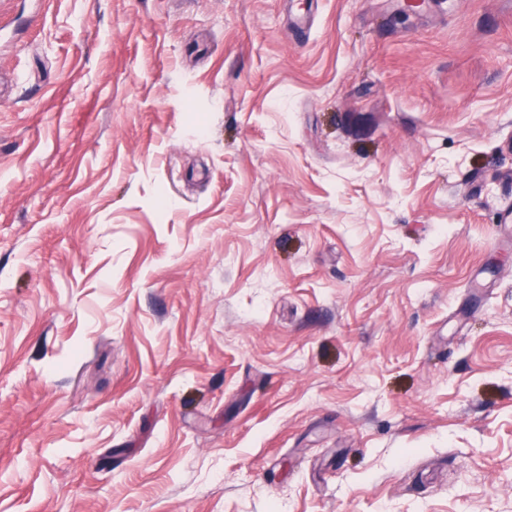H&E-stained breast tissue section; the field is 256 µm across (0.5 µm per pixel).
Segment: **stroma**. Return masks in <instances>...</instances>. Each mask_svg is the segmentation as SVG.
Wrapping results in <instances>:
<instances>
[{"label":"stroma","mask_w":512,"mask_h":512,"mask_svg":"<svg viewBox=\"0 0 512 512\" xmlns=\"http://www.w3.org/2000/svg\"><path fill=\"white\" fill-rule=\"evenodd\" d=\"M0 0V512H512V0Z\"/></svg>","instance_id":"35a3bbf8"}]
</instances>
